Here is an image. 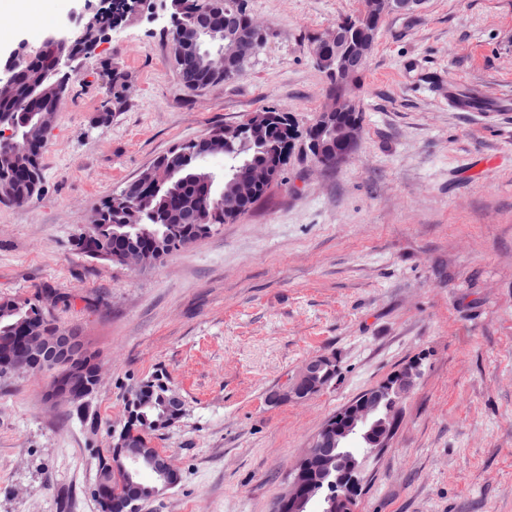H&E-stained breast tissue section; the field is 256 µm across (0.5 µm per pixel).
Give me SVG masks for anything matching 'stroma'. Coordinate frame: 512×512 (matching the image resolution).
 Masks as SVG:
<instances>
[{"label":"stroma","instance_id":"35a3bbf8","mask_svg":"<svg viewBox=\"0 0 512 512\" xmlns=\"http://www.w3.org/2000/svg\"><path fill=\"white\" fill-rule=\"evenodd\" d=\"M264 43L240 77L191 91L170 13L141 12L78 61L26 205L0 201V296L51 307L102 365L83 412L47 375L0 385V512H100L98 457L129 391L168 373L186 415L154 440L180 482L143 512H275L322 424L401 365L422 376L357 512H512V0H426L384 16L353 93L361 141L315 163L305 131L329 83L313 41L362 0H248ZM99 0H42L37 28L0 14V55L38 50ZM126 76L112 98L111 64ZM486 100L462 110L456 95ZM297 130L281 180L209 238L141 271L77 255L94 209L154 158L261 109ZM333 384L270 403L309 357Z\"/></svg>","mask_w":512,"mask_h":512}]
</instances>
